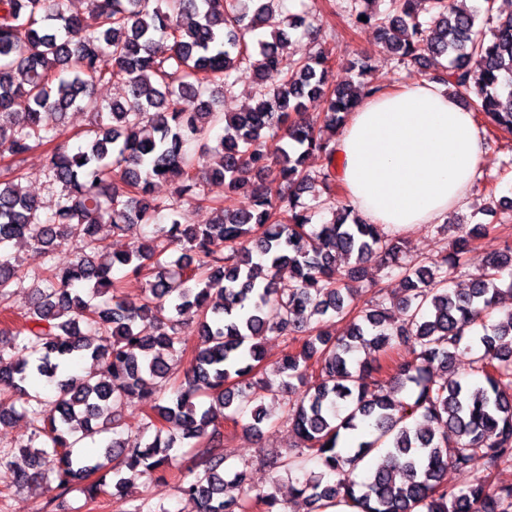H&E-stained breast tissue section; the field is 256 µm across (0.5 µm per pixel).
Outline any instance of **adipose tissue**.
I'll list each match as a JSON object with an SVG mask.
<instances>
[{
	"label": "adipose tissue",
	"instance_id": "1",
	"mask_svg": "<svg viewBox=\"0 0 512 512\" xmlns=\"http://www.w3.org/2000/svg\"><path fill=\"white\" fill-rule=\"evenodd\" d=\"M485 152L473 112L430 81L366 97L336 144L349 204L390 227L444 220L465 199Z\"/></svg>",
	"mask_w": 512,
	"mask_h": 512
}]
</instances>
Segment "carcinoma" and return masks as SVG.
<instances>
[{"label": "carcinoma", "mask_w": 512, "mask_h": 512, "mask_svg": "<svg viewBox=\"0 0 512 512\" xmlns=\"http://www.w3.org/2000/svg\"><path fill=\"white\" fill-rule=\"evenodd\" d=\"M278 0H89L87 14L71 12V0H0V157L11 164L0 175V302L24 289L26 274L11 246L20 240L45 254L68 242L80 244L67 267L33 274L24 323L0 329V425L21 406L35 423L31 443L1 454L14 483L27 484L53 464L64 493L79 488L91 497L107 493L112 465L114 498L123 497V471L151 476L167 469L177 440L201 448L192 480L178 486L196 512H288L273 492L255 499L224 498L230 486L248 483V465L233 466L221 446L219 420L252 406L249 430L258 434L267 415L258 401L274 390L288 394V422L299 451L325 472L297 481L294 491L313 512L343 500L359 512H512V484L489 476L512 465V310L489 322L504 274L512 276V247L491 253L463 291L448 289L460 255L487 226L461 228L450 251L431 261L407 259L401 233L370 224L346 204L324 224L311 223L303 197L319 191L331 200L340 186L331 169L336 132L359 101L380 91L363 80L367 60L350 63L354 76L332 86L327 35L314 31L317 51L291 60L290 33L282 28ZM353 0L350 24L371 28L402 65L424 58L450 65L422 77L454 88L478 86L470 108L494 129L512 133V15L497 18L490 33L459 0ZM367 21L360 20V17ZM243 77L257 86L243 112H221L224 93ZM121 85L122 98L99 101L100 83ZM318 98L322 110L307 112ZM197 102L188 112L183 102ZM71 110L93 121L75 149L66 140ZM224 123L206 153L212 166L189 148L193 138ZM287 143L271 147L274 131ZM42 150L45 175L61 191L54 207L22 187L23 155ZM328 160L315 173L308 154ZM176 185L166 202L151 195L154 183ZM280 182L270 195L269 179ZM224 183V202L209 224H190L187 212L203 200L204 183ZM249 205L232 204L239 194ZM112 236L133 224L154 225L153 236L125 252L111 253L100 226ZM397 270L406 295L394 320L380 298L353 317L346 334L328 330L359 296L369 266ZM145 279L140 301L120 292L112 268ZM102 301L93 304L86 291ZM173 317L162 322L157 306ZM280 310L272 325L264 309ZM197 320L196 344L188 347L183 316ZM274 333L296 344L271 372L288 378L274 387L257 378ZM479 346L475 372L483 383L456 377L452 364L461 345ZM412 349L415 363L357 357L360 351ZM187 357L184 378L162 402L157 381L168 378L173 357ZM84 359L102 369L71 374ZM316 373H310V369ZM55 385L51 398L36 388ZM415 397L399 398L408 386ZM149 405L134 421L113 411L117 403ZM155 430L153 439L124 432ZM112 432L97 453L79 455L75 445ZM456 438L448 445V434ZM383 461L358 482L352 474L368 455ZM468 477L461 487L444 483L448 468ZM339 476L331 482L325 476Z\"/></svg>", "instance_id": "obj_1"}]
</instances>
